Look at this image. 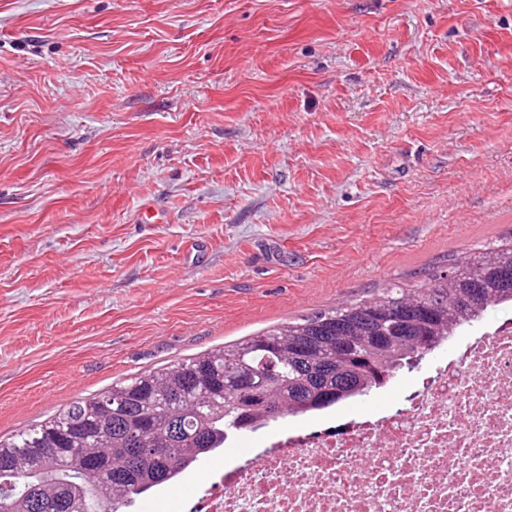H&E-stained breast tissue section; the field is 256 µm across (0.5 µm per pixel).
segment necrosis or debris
Masks as SVG:
<instances>
[{"label":"necrosis or debris","instance_id":"4bbe7bcc","mask_svg":"<svg viewBox=\"0 0 512 512\" xmlns=\"http://www.w3.org/2000/svg\"><path fill=\"white\" fill-rule=\"evenodd\" d=\"M439 354L404 401L298 420L186 512H512V322Z\"/></svg>","mask_w":512,"mask_h":512}]
</instances>
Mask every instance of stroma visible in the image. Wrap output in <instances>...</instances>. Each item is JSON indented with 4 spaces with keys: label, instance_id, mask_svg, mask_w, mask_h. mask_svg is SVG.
<instances>
[{
    "label": "stroma",
    "instance_id": "35a3bbf8",
    "mask_svg": "<svg viewBox=\"0 0 512 512\" xmlns=\"http://www.w3.org/2000/svg\"><path fill=\"white\" fill-rule=\"evenodd\" d=\"M511 237L512 0H0V439Z\"/></svg>",
    "mask_w": 512,
    "mask_h": 512
}]
</instances>
